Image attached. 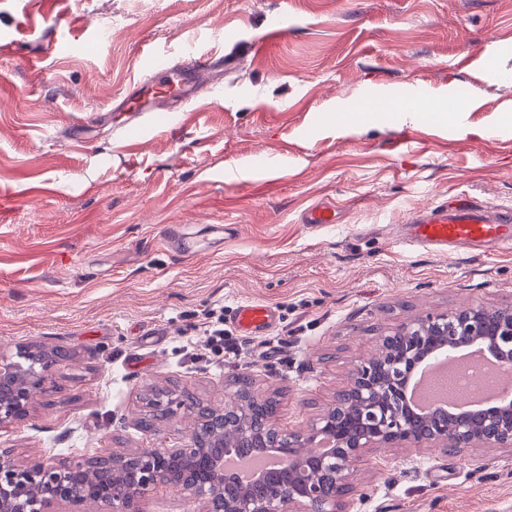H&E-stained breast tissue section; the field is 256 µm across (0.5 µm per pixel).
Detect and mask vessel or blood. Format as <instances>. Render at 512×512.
<instances>
[{
    "label": "vessel or blood",
    "mask_w": 512,
    "mask_h": 512,
    "mask_svg": "<svg viewBox=\"0 0 512 512\" xmlns=\"http://www.w3.org/2000/svg\"><path fill=\"white\" fill-rule=\"evenodd\" d=\"M224 65L223 57L207 55L175 64L166 52L152 51L146 59V76L136 77L116 104L132 112H173L178 104L198 99L205 86L223 76ZM507 240H512V229H505L498 212L474 205L461 195L417 214L401 243L408 249L444 253L452 246L479 248L492 241ZM276 321L277 310L268 303L244 302L236 308L237 326L251 335L270 331Z\"/></svg>",
    "instance_id": "b4317fda"
}]
</instances>
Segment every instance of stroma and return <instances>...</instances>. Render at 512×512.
I'll use <instances>...</instances> for the list:
<instances>
[{
	"mask_svg": "<svg viewBox=\"0 0 512 512\" xmlns=\"http://www.w3.org/2000/svg\"><path fill=\"white\" fill-rule=\"evenodd\" d=\"M149 50L234 65L176 120L112 111ZM409 93L470 107L440 122ZM456 195L512 211V0H0V355H68L0 448H177L191 416L138 427L152 392L219 406L242 376L280 427L319 414L382 330L512 302L510 245L400 247ZM321 203L336 223H299ZM172 225L200 250L172 251ZM245 301L276 306L270 332L184 355L219 318L239 337ZM350 483L353 512H512V448L381 451ZM204 350L208 351L211 355L192 353L196 359H203L206 356L209 360H215L217 362H224V355L236 354L241 344H238L235 339L224 336V327H215L209 333L207 343ZM213 357V358H211Z\"/></svg>",
	"mask_w": 512,
	"mask_h": 512,
	"instance_id": "stroma-1",
	"label": "stroma"
}]
</instances>
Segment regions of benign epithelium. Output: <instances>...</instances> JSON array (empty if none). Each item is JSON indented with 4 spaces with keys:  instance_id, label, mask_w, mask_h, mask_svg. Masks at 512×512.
I'll use <instances>...</instances> for the list:
<instances>
[{
    "instance_id": "obj_1",
    "label": "benign epithelium",
    "mask_w": 512,
    "mask_h": 512,
    "mask_svg": "<svg viewBox=\"0 0 512 512\" xmlns=\"http://www.w3.org/2000/svg\"><path fill=\"white\" fill-rule=\"evenodd\" d=\"M471 345L484 346L495 359L512 364V304L462 305L404 321L383 335L376 352L354 366L325 410L298 427L277 429V440L284 441L278 452L288 456L293 478L265 499L245 493L224 498L218 481L224 475V453L201 446L193 435L181 448H138L112 455V468L132 470L133 485L118 499L98 496L94 502L112 512H142V500L164 485L202 501L203 512H347L350 467L372 449L426 445L454 453L461 448H512V400L482 408L479 425L458 422L454 413L430 419L424 433L414 425L418 412L406 392L420 363L439 351ZM0 378L14 380L12 390L0 395L1 425L26 415L31 398L50 374L17 361H0ZM242 404L244 397L237 391L222 408L177 402L168 406L165 418L180 410L190 412L197 433L201 427L222 424V415L241 410ZM173 460H199L212 479L175 485L166 473ZM91 462L82 458L60 467L35 459L21 464L13 449L0 448V512H63L65 506L82 505L85 500L76 496L72 472Z\"/></svg>"
}]
</instances>
